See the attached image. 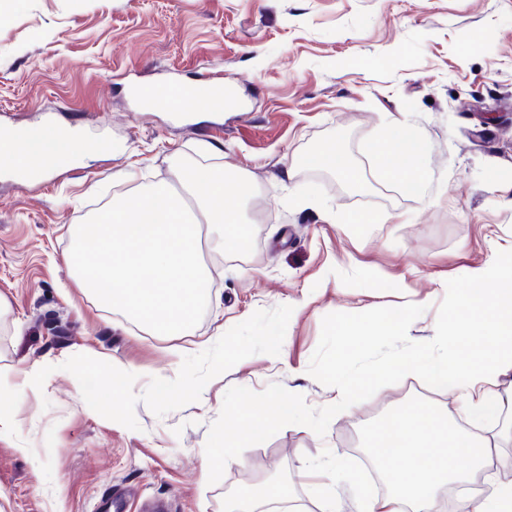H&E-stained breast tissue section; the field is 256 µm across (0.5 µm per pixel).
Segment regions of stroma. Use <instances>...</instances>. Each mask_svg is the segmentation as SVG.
Returning <instances> with one entry per match:
<instances>
[{
    "mask_svg": "<svg viewBox=\"0 0 512 512\" xmlns=\"http://www.w3.org/2000/svg\"><path fill=\"white\" fill-rule=\"evenodd\" d=\"M223 81L222 116L143 110L145 87ZM425 145L417 192L378 161L392 118ZM55 120L80 133L67 168L21 182L0 159V373L44 365L43 388L0 429V512H224L241 476L285 468L292 498L320 512H359L378 491L363 453L375 412L419 400L495 437L491 489L512 490V438L458 391L409 375L331 421L325 436L288 425L228 462L209 484L203 457L226 391L278 383L308 405L335 388L308 374L324 316L424 306L411 340L436 336L487 265L512 259V0H21L0 7V132ZM111 141L109 154L92 141ZM343 147L361 182L302 166ZM244 173L252 254L203 246L208 303L181 336L156 333L77 287L66 257L77 226L116 190L177 184L178 159ZM240 353L224 361V343ZM135 368L112 404L80 368ZM191 374L195 388L159 396L155 381Z\"/></svg>",
    "mask_w": 512,
    "mask_h": 512,
    "instance_id": "35a3bbf8",
    "label": "stroma"
}]
</instances>
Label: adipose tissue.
Instances as JSON below:
<instances>
[{
	"mask_svg": "<svg viewBox=\"0 0 512 512\" xmlns=\"http://www.w3.org/2000/svg\"><path fill=\"white\" fill-rule=\"evenodd\" d=\"M0 150L11 163L29 168L35 161L64 166L76 159L77 140L68 132L31 130L24 141L0 132ZM380 163L404 189L424 179L421 141L405 123L387 130ZM400 367L425 369L436 381L459 389L463 400L489 396L512 376V264L478 271L471 294H459L447 333L400 359ZM369 446L384 459L392 489L372 497L361 512H442L441 491L475 474L493 475L495 460L488 438L459 431L446 413L409 406L389 413L370 435Z\"/></svg>",
	"mask_w": 512,
	"mask_h": 512,
	"instance_id": "adipose-tissue-1",
	"label": "adipose tissue"
}]
</instances>
